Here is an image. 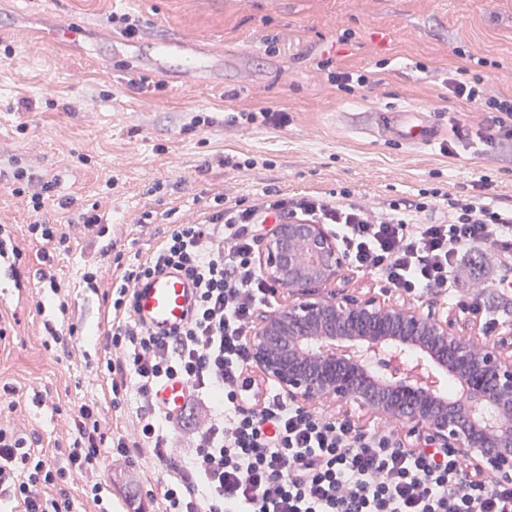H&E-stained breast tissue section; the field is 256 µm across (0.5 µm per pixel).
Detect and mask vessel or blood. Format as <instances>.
<instances>
[{
  "mask_svg": "<svg viewBox=\"0 0 512 512\" xmlns=\"http://www.w3.org/2000/svg\"><path fill=\"white\" fill-rule=\"evenodd\" d=\"M83 28L79 23H58L43 29L40 40L47 43L69 44L79 41ZM163 55H176L186 62V74L195 75L210 69L215 55L201 45L184 40L167 43ZM384 132L402 142L414 146H430L445 139L447 130L431 123L424 114L407 119L404 111H392L383 127ZM194 292L191 282L181 273L168 271L154 276L136 289L134 316L141 324L156 329L168 330L182 325L193 304ZM188 398V386L180 380L167 382L159 391L160 407L169 414H177Z\"/></svg>",
  "mask_w": 512,
  "mask_h": 512,
  "instance_id": "1",
  "label": "vessel or blood"
}]
</instances>
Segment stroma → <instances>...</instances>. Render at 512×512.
<instances>
[{
	"label": "stroma",
	"instance_id": "1",
	"mask_svg": "<svg viewBox=\"0 0 512 512\" xmlns=\"http://www.w3.org/2000/svg\"><path fill=\"white\" fill-rule=\"evenodd\" d=\"M137 22L127 37L112 14ZM75 21L73 45L42 42L35 30ZM180 38L220 54L214 78L149 64L159 41ZM0 224L25 254L23 298L0 287V404H15L20 427L40 449L65 437L71 413L95 407L111 438L128 436L134 396L113 403L101 335L103 292L121 267L145 260L168 225L201 220L214 194L251 205L288 193L340 194L380 209L437 189L472 192L486 175L500 200H512V144L494 150L475 140L456 154L441 145L410 146L384 136L380 113L411 109L449 129H476L489 115L455 98L446 80L480 58L488 92L512 96V0H0ZM367 74L373 89L347 93L331 68ZM282 110V127L241 124L242 112ZM202 125H194L195 117ZM231 157L232 165L221 162ZM255 165L244 168V160ZM53 178L56 198L99 203L108 231L71 230L70 253L52 269L62 285L41 282L31 207L12 195L16 168ZM144 211L150 224L136 223ZM119 254L99 290L82 276ZM81 328L77 341L53 342L43 327ZM41 392L44 401L32 400ZM165 473L151 461L115 463L102 506L69 483L71 512H160Z\"/></svg>",
	"mask_w": 512,
	"mask_h": 512
}]
</instances>
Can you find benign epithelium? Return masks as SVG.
Here are the masks:
<instances>
[{
  "instance_id": "7a95c632",
  "label": "benign epithelium",
  "mask_w": 512,
  "mask_h": 512,
  "mask_svg": "<svg viewBox=\"0 0 512 512\" xmlns=\"http://www.w3.org/2000/svg\"><path fill=\"white\" fill-rule=\"evenodd\" d=\"M257 261L288 295L256 313L247 338L265 381L305 408L357 406L404 448H451L469 470L512 482L511 332L477 336L430 305L338 287L347 257L324 224L275 225Z\"/></svg>"
}]
</instances>
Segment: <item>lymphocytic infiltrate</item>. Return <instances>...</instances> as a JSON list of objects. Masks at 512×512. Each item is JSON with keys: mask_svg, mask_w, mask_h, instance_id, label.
<instances>
[{"mask_svg": "<svg viewBox=\"0 0 512 512\" xmlns=\"http://www.w3.org/2000/svg\"><path fill=\"white\" fill-rule=\"evenodd\" d=\"M455 98L491 115L476 135L489 148L512 142V97L488 94L468 68L449 78ZM12 193L26 197L37 218L29 232L42 242L38 258L52 265L71 250L69 226L104 234L98 207L54 201L52 181L24 170ZM474 194L442 195L444 221L420 224L413 212L390 204L378 211L343 192L341 199L271 197L258 206H229L215 195L204 220L171 225L155 250L124 272L104 299L118 320L105 331L104 368L113 395L135 378L142 401L133 439L106 446L98 414L81 406L69 422L73 435L60 456L31 448L11 413L0 410V497L17 512H70L67 479L100 502L112 475V455L125 461L150 456L171 472L165 512H512V483L469 474L454 451L405 448L390 434L367 431L350 418L323 417L287 401L276 389L260 390L246 375V338L253 316L274 290L257 266L260 230L269 214L303 215L309 224H331L350 265L379 276L399 297L435 293L460 313L476 314L473 297L458 290L459 272L487 246L498 274L489 285L512 296V204L491 205L488 176ZM68 213L66 225L50 223L51 207ZM169 269L195 288L189 317L179 327L156 331L134 318V288ZM189 387V408L200 409L189 464H181L167 439L176 417L156 396L167 380Z\"/></svg>", "mask_w": 512, "mask_h": 512, "instance_id": "obj_1", "label": "lymphocytic infiltrate"}]
</instances>
